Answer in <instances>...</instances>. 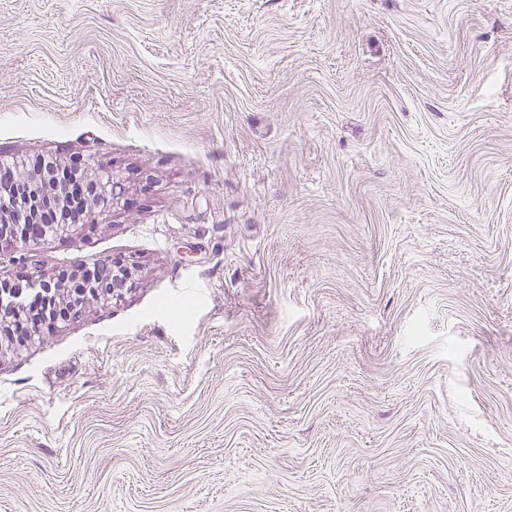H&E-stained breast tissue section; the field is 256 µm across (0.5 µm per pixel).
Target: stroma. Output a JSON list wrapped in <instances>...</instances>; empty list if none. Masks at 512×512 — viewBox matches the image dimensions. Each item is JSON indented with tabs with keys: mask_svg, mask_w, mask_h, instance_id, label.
I'll return each mask as SVG.
<instances>
[{
	"mask_svg": "<svg viewBox=\"0 0 512 512\" xmlns=\"http://www.w3.org/2000/svg\"><path fill=\"white\" fill-rule=\"evenodd\" d=\"M117 194L0 281V512H512V0H0V160ZM121 267L122 269H120V267L116 268V266L113 265L112 288L109 286V290L106 288L97 290V292L94 293L97 299L103 300L104 302L117 299V297L121 295L122 290L127 288V284L131 279V272L126 266L121 265Z\"/></svg>",
	"mask_w": 512,
	"mask_h": 512,
	"instance_id": "stroma-1",
	"label": "stroma"
}]
</instances>
